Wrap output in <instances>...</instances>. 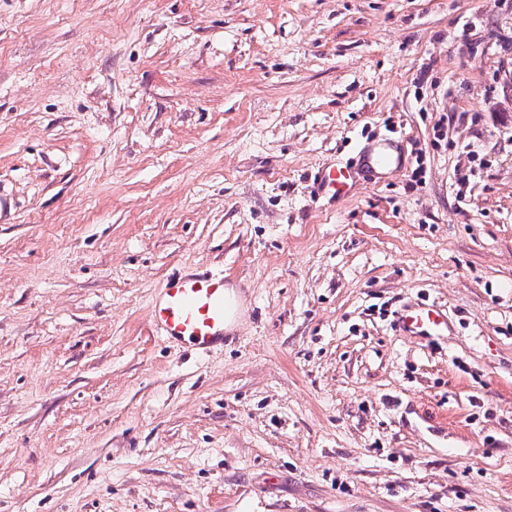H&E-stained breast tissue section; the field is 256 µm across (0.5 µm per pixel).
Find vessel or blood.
Returning a JSON list of instances; mask_svg holds the SVG:
<instances>
[{"label":"vessel or blood","mask_w":512,"mask_h":512,"mask_svg":"<svg viewBox=\"0 0 512 512\" xmlns=\"http://www.w3.org/2000/svg\"><path fill=\"white\" fill-rule=\"evenodd\" d=\"M361 166L375 175L399 171L397 145L390 139L375 143L363 153ZM350 180L348 171L330 168L322 172L320 185L344 193ZM242 311L240 296L223 275L186 272L173 275L161 288L151 306V322L166 339L205 352L223 344ZM395 327L407 336L440 337L448 333V314L434 304H410L398 312Z\"/></svg>","instance_id":"obj_1"}]
</instances>
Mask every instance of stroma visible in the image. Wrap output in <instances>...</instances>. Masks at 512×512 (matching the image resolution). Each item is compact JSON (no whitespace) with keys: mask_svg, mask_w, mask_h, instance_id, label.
I'll return each mask as SVG.
<instances>
[{"mask_svg":"<svg viewBox=\"0 0 512 512\" xmlns=\"http://www.w3.org/2000/svg\"><path fill=\"white\" fill-rule=\"evenodd\" d=\"M0 512H512V0H0ZM360 165L373 175L393 174L402 168L398 146L391 139L381 140L363 153ZM351 175L341 168H330L322 172L320 185L323 188L333 189L335 192L346 193L349 189ZM242 311L241 298L224 274L186 272L161 288L151 306V322L166 339L207 352L224 344ZM394 325L406 336H445L448 333V313L434 303L405 305L397 313Z\"/></svg>","mask_w":512,"mask_h":512,"instance_id":"35a3bbf8","label":"stroma"}]
</instances>
